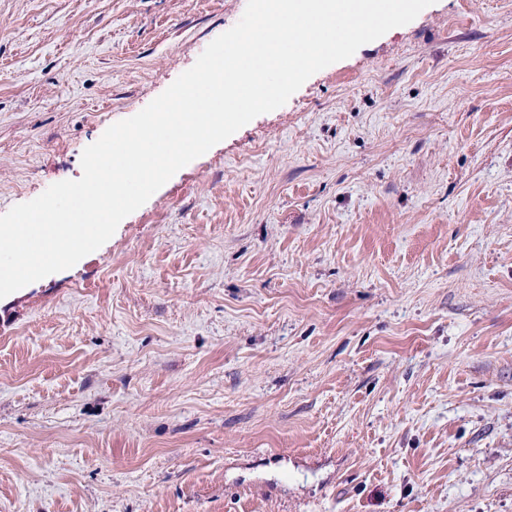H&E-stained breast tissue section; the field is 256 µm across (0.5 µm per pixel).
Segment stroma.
I'll list each match as a JSON object with an SVG mask.
<instances>
[{
  "mask_svg": "<svg viewBox=\"0 0 512 512\" xmlns=\"http://www.w3.org/2000/svg\"><path fill=\"white\" fill-rule=\"evenodd\" d=\"M247 0H0V214ZM0 512H512V0H435L0 298Z\"/></svg>",
  "mask_w": 512,
  "mask_h": 512,
  "instance_id": "1",
  "label": "stroma"
}]
</instances>
